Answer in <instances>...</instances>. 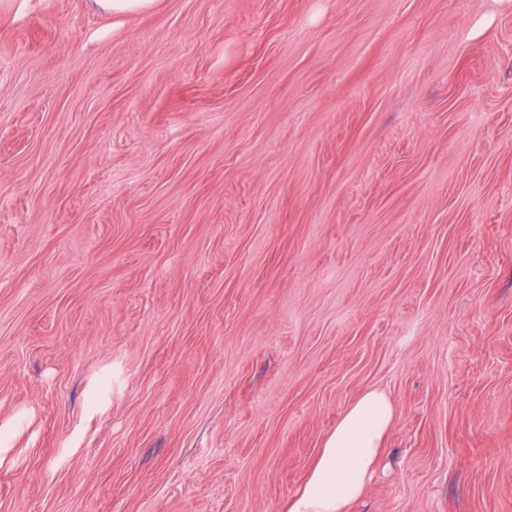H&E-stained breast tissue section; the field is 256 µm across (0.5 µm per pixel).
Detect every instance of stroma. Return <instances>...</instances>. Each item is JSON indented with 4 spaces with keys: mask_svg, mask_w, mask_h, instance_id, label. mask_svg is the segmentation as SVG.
Returning <instances> with one entry per match:
<instances>
[{
    "mask_svg": "<svg viewBox=\"0 0 512 512\" xmlns=\"http://www.w3.org/2000/svg\"><path fill=\"white\" fill-rule=\"evenodd\" d=\"M512 512V0H0V512ZM155 0H88L89 8L98 14L135 16L150 10ZM396 413L384 389L364 390L323 439L285 512H350L367 493Z\"/></svg>",
    "mask_w": 512,
    "mask_h": 512,
    "instance_id": "obj_1",
    "label": "stroma"
}]
</instances>
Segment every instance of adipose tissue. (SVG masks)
<instances>
[{
  "label": "adipose tissue",
  "mask_w": 512,
  "mask_h": 512,
  "mask_svg": "<svg viewBox=\"0 0 512 512\" xmlns=\"http://www.w3.org/2000/svg\"><path fill=\"white\" fill-rule=\"evenodd\" d=\"M395 418V403L385 390H364L323 439L285 512H350L367 493Z\"/></svg>",
  "instance_id": "1"
}]
</instances>
